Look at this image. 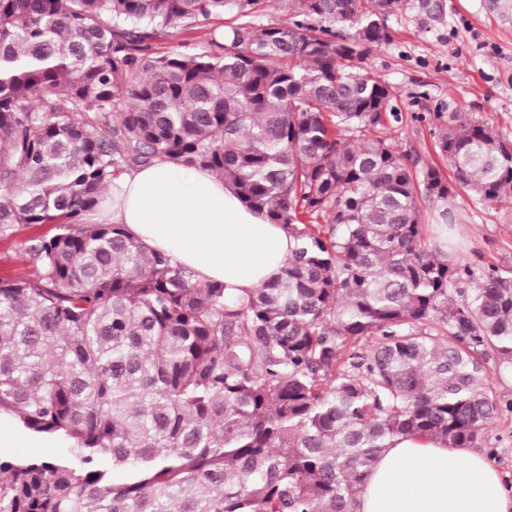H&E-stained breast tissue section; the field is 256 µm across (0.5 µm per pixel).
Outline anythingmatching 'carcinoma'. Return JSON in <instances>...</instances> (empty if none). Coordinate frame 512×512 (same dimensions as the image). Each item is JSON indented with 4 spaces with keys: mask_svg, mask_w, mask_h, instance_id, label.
<instances>
[{
    "mask_svg": "<svg viewBox=\"0 0 512 512\" xmlns=\"http://www.w3.org/2000/svg\"><path fill=\"white\" fill-rule=\"evenodd\" d=\"M296 2L276 25L257 0H0V235L56 229L25 248L35 279H0V413L66 445L0 455V512H355L392 439L476 448L512 413L486 367L512 371V279L418 206L512 197V145L454 117L455 183L411 170L366 65L390 13L439 0ZM175 31L208 49L153 54ZM156 161L285 225L282 275L234 298L85 222Z\"/></svg>",
    "mask_w": 512,
    "mask_h": 512,
    "instance_id": "cac0c4a2",
    "label": "carcinoma"
}]
</instances>
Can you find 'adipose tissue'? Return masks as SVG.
<instances>
[{
  "instance_id": "adipose-tissue-1",
  "label": "adipose tissue",
  "mask_w": 512,
  "mask_h": 512,
  "mask_svg": "<svg viewBox=\"0 0 512 512\" xmlns=\"http://www.w3.org/2000/svg\"><path fill=\"white\" fill-rule=\"evenodd\" d=\"M106 221L125 225L151 249L203 282L247 297L276 279L295 241L287 229L244 206L213 173L156 162L121 175ZM357 512H512V490L484 454L400 436L378 457Z\"/></svg>"
}]
</instances>
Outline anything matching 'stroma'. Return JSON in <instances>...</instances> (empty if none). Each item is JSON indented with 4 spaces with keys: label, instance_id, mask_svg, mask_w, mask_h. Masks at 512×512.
Masks as SVG:
<instances>
[{
    "label": "stroma",
    "instance_id": "stroma-1",
    "mask_svg": "<svg viewBox=\"0 0 512 512\" xmlns=\"http://www.w3.org/2000/svg\"><path fill=\"white\" fill-rule=\"evenodd\" d=\"M432 19L415 9L390 15V41L372 47L374 73L391 85V137L413 168L452 170L437 147L438 117L461 114L512 143V0H443ZM456 223L449 230L460 256L476 270L496 267L512 276V199L485 202L456 188L450 200ZM55 232L51 224H19L0 236V277L32 280L38 269L23 251ZM482 453L512 484V413L499 416L481 444Z\"/></svg>",
    "mask_w": 512,
    "mask_h": 512
}]
</instances>
